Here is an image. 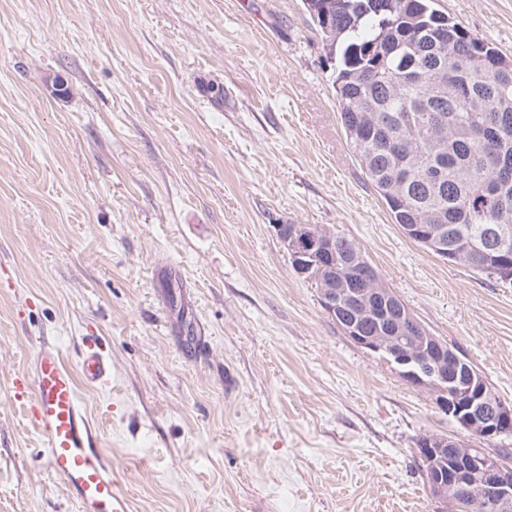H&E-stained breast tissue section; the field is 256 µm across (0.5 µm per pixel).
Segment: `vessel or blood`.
Listing matches in <instances>:
<instances>
[{"label": "vessel or blood", "instance_id": "obj_1", "mask_svg": "<svg viewBox=\"0 0 512 512\" xmlns=\"http://www.w3.org/2000/svg\"><path fill=\"white\" fill-rule=\"evenodd\" d=\"M112 362L104 350L83 349L76 366L62 350L40 343L30 369L11 387L13 401L27 405L30 421L44 442L48 470L63 480L79 512H133L132 501L98 446V433L80 399V385L106 383Z\"/></svg>", "mask_w": 512, "mask_h": 512}]
</instances>
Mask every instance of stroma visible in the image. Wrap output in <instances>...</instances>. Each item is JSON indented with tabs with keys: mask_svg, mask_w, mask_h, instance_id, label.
I'll use <instances>...</instances> for the list:
<instances>
[{
	"mask_svg": "<svg viewBox=\"0 0 512 512\" xmlns=\"http://www.w3.org/2000/svg\"><path fill=\"white\" fill-rule=\"evenodd\" d=\"M434 6L512 56V0ZM334 71L303 0H0V512H78L10 397L41 337L110 356L79 392L134 512H445L420 438L512 455L349 339L276 234L353 240L512 405V288L393 224Z\"/></svg>",
	"mask_w": 512,
	"mask_h": 512,
	"instance_id": "35a3bbf8",
	"label": "stroma"
}]
</instances>
